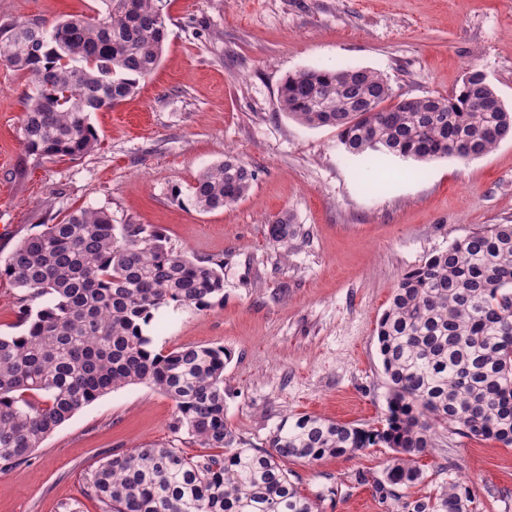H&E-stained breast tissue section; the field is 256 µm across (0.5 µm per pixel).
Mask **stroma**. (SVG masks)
<instances>
[{"mask_svg":"<svg viewBox=\"0 0 512 512\" xmlns=\"http://www.w3.org/2000/svg\"><path fill=\"white\" fill-rule=\"evenodd\" d=\"M99 0H0V25L96 17ZM162 61L133 95L92 113L99 144L81 159L28 157L19 139L31 77L0 63V262L49 219L104 210L113 224L158 228L189 255L224 261V298L161 308L155 350L221 346L225 419L245 448L281 421L312 414L379 426L388 384L376 335L402 276L469 232L512 224V138L466 160L377 164L348 154L333 127L283 112L278 88L304 69L380 73L394 100L451 96L480 70L512 109V0H163ZM233 151L256 172L247 195L198 211L190 188ZM288 213V253L266 225ZM175 404L154 386L114 390L58 427L28 462L0 470V512H101L87 478L112 454L157 443L204 452L174 431ZM412 495L447 485L457 463L477 512H512V447L438 428ZM393 455L375 446L310 464L288 461L319 512H396L375 482Z\"/></svg>","mask_w":512,"mask_h":512,"instance_id":"stroma-1","label":"stroma"}]
</instances>
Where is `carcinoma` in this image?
Here are the masks:
<instances>
[{"label":"carcinoma","instance_id":"cac0c4a2","mask_svg":"<svg viewBox=\"0 0 512 512\" xmlns=\"http://www.w3.org/2000/svg\"><path fill=\"white\" fill-rule=\"evenodd\" d=\"M95 18L0 27V60L33 79L20 121L27 155L76 160L97 146L91 114L132 95L159 66L167 40L162 0H100ZM368 69H306L286 77L280 108L311 127H334L354 156L427 162L467 159L512 137V110L477 70L449 97L399 101ZM381 108L371 112L370 107ZM255 179L237 155L200 174L194 206L211 212L240 201ZM283 253L297 235L286 213L267 226ZM223 263L175 250L156 229L112 224L80 209L23 240L0 264L19 289L24 334L0 335V468L25 463L56 428L100 396L150 384L175 403L173 428L211 454L163 445L117 453L87 485L103 512H318L284 463H308L384 445L395 455L376 492L398 512H474L469 483L434 495L418 484L417 460L436 447L435 425L512 447V224L473 231L401 278L377 326L388 380L387 413L364 429L316 415L282 422L269 448H236L224 418L221 347L148 351L143 332L170 303L204 309L224 297Z\"/></svg>","mask_w":512,"mask_h":512}]
</instances>
